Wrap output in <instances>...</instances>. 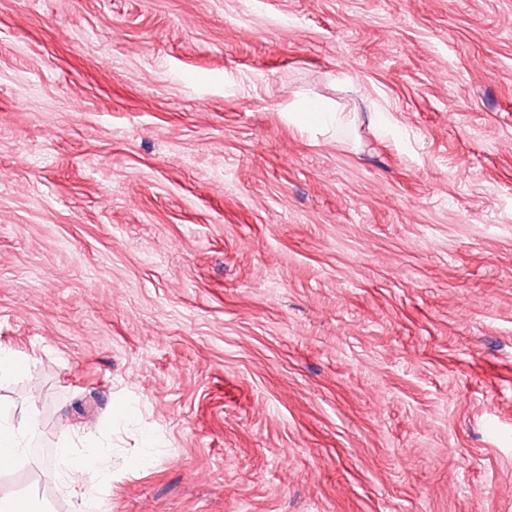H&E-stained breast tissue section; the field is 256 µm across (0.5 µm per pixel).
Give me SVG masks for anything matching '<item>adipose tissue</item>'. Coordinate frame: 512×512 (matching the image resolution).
<instances>
[{
	"mask_svg": "<svg viewBox=\"0 0 512 512\" xmlns=\"http://www.w3.org/2000/svg\"><path fill=\"white\" fill-rule=\"evenodd\" d=\"M108 450L91 455L74 453L71 447L60 448L58 463L66 490L76 499L79 512H99L100 503L89 488V475L106 476L110 469Z\"/></svg>",
	"mask_w": 512,
	"mask_h": 512,
	"instance_id": "obj_1",
	"label": "adipose tissue"
}]
</instances>
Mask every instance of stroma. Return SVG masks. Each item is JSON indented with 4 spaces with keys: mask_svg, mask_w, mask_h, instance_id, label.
Returning <instances> with one entry per match:
<instances>
[{
    "mask_svg": "<svg viewBox=\"0 0 512 512\" xmlns=\"http://www.w3.org/2000/svg\"><path fill=\"white\" fill-rule=\"evenodd\" d=\"M0 348L48 512H512V0H0ZM288 112V120L291 123L306 129L338 124L345 114L337 109L330 111L321 103L313 101H307L298 108L289 109ZM109 452L102 449L96 454L78 455L69 446L59 448V471L65 489L78 502L79 512L101 511L98 499L89 488L88 476H106L110 469Z\"/></svg>",
    "mask_w": 512,
    "mask_h": 512,
    "instance_id": "35a3bbf8",
    "label": "stroma"
}]
</instances>
